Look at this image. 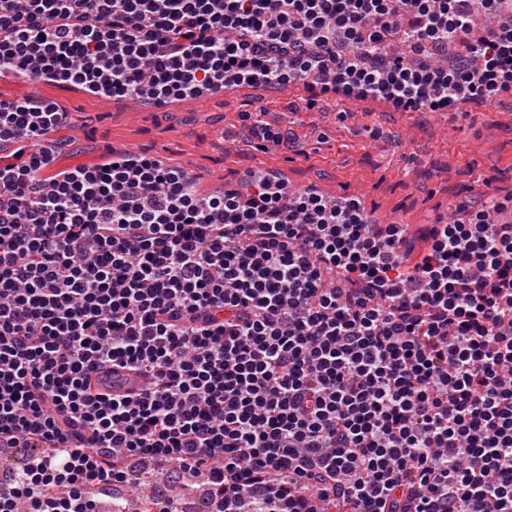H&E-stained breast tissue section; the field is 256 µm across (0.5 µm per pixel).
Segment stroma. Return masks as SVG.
<instances>
[{"instance_id": "obj_1", "label": "stroma", "mask_w": 512, "mask_h": 512, "mask_svg": "<svg viewBox=\"0 0 512 512\" xmlns=\"http://www.w3.org/2000/svg\"><path fill=\"white\" fill-rule=\"evenodd\" d=\"M35 93L69 114L61 131L77 147L69 165L93 162L107 146L127 148L182 167L204 192L234 186L248 168L276 170L294 188L332 199L356 193L374 215L417 228L470 202L491 207L512 195V94L477 112H395L371 98L329 96L309 110L303 86L243 85L147 108L72 86L0 78V99ZM256 112L272 132L295 138L301 153L240 142L245 116Z\"/></svg>"}]
</instances>
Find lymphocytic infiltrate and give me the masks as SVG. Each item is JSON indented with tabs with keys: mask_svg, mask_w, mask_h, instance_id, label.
<instances>
[{
	"mask_svg": "<svg viewBox=\"0 0 512 512\" xmlns=\"http://www.w3.org/2000/svg\"><path fill=\"white\" fill-rule=\"evenodd\" d=\"M471 0H0V77L162 107L242 85L400 112L512 91V10ZM403 37L407 53H387ZM0 99V512H94L129 462L210 512H512V224L418 229L128 150ZM116 366L138 394L93 392Z\"/></svg>",
	"mask_w": 512,
	"mask_h": 512,
	"instance_id": "lymphocytic-infiltrate-1",
	"label": "lymphocytic infiltrate"
}]
</instances>
